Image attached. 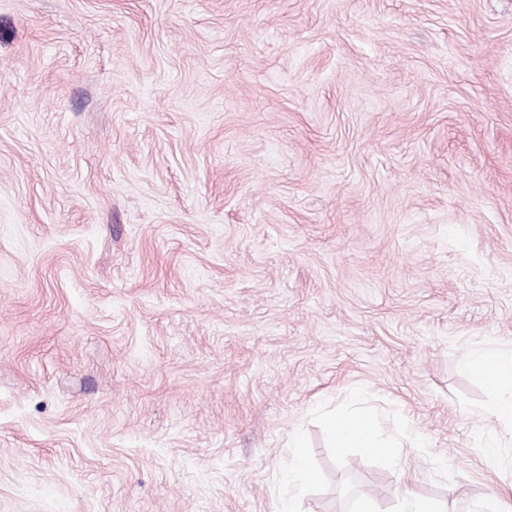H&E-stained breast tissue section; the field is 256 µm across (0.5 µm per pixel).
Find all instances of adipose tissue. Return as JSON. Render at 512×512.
<instances>
[{
    "label": "adipose tissue",
    "mask_w": 512,
    "mask_h": 512,
    "mask_svg": "<svg viewBox=\"0 0 512 512\" xmlns=\"http://www.w3.org/2000/svg\"><path fill=\"white\" fill-rule=\"evenodd\" d=\"M463 367L489 380L497 396L484 408L483 415L512 434V353L481 350L469 355ZM328 437L337 451L356 448L364 455L381 458L387 465L395 463L393 444L381 436L378 415L372 408L358 405L335 415L328 425Z\"/></svg>",
    "instance_id": "1"
}]
</instances>
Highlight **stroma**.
<instances>
[{
    "instance_id": "obj_1",
    "label": "stroma",
    "mask_w": 512,
    "mask_h": 512,
    "mask_svg": "<svg viewBox=\"0 0 512 512\" xmlns=\"http://www.w3.org/2000/svg\"><path fill=\"white\" fill-rule=\"evenodd\" d=\"M483 349L512 0H0V512H280L295 435L298 512L352 463L476 512ZM357 403L395 466L331 448ZM316 476L301 456L291 457L288 464V487L293 489L294 496L288 497L285 512H295V497L303 496L306 490L315 483Z\"/></svg>"
}]
</instances>
